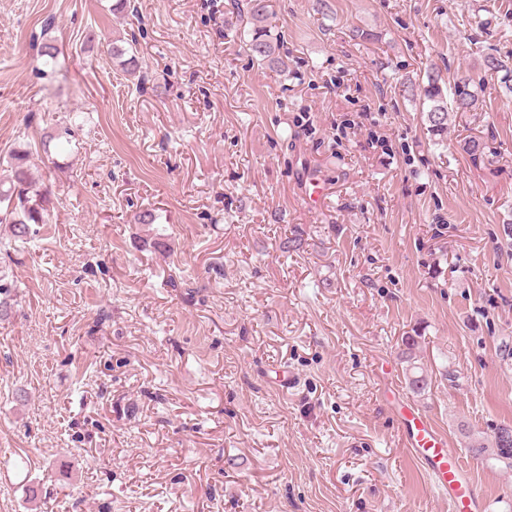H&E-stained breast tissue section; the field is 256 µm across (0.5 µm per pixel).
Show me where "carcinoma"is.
<instances>
[{
  "instance_id": "cac0c4a2",
  "label": "carcinoma",
  "mask_w": 512,
  "mask_h": 512,
  "mask_svg": "<svg viewBox=\"0 0 512 512\" xmlns=\"http://www.w3.org/2000/svg\"><path fill=\"white\" fill-rule=\"evenodd\" d=\"M246 17L249 36L246 42L251 55L269 68L283 71L286 61L280 53V42L268 24L267 0H233L232 8L224 15V24H233L234 17ZM39 57L43 58L44 67L55 72L58 67L59 51L49 42H43L38 48ZM485 72L502 74L507 81L512 78L509 62L494 54L483 56ZM426 80L410 85V91L419 96L427 109L422 112V122L437 141L441 142L448 135V126L459 113L474 112L479 99L472 90L473 78L466 74H456L453 78V93H448L446 83L436 67L426 70ZM462 149L475 166L489 161L486 144L479 138L471 137L464 141ZM6 175L8 188L0 189V224L10 226L12 236L25 243L38 227L50 223L49 197L47 192L35 188V183L28 166V152L16 151L10 155ZM401 360L406 363V381L410 391L420 396L431 385L428 373L416 365L418 340L415 336H405L401 340ZM468 451L479 459L491 454L506 467L512 468V429L502 427L494 435L491 446L474 440Z\"/></svg>"
}]
</instances>
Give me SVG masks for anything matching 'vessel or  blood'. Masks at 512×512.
<instances>
[{
	"mask_svg": "<svg viewBox=\"0 0 512 512\" xmlns=\"http://www.w3.org/2000/svg\"><path fill=\"white\" fill-rule=\"evenodd\" d=\"M398 414L408 451L436 487L447 492L450 512H485L484 500L469 471L430 417L408 405L399 406Z\"/></svg>",
	"mask_w": 512,
	"mask_h": 512,
	"instance_id": "vessel-or-blood-1",
	"label": "vessel or blood"
}]
</instances>
